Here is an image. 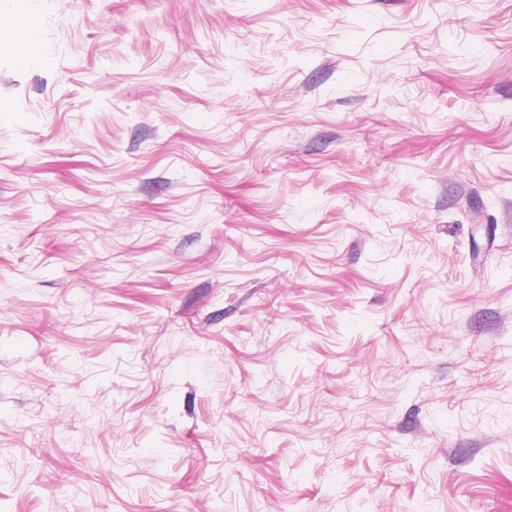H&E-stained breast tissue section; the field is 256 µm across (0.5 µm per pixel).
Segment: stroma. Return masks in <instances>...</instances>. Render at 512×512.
Segmentation results:
<instances>
[{"instance_id":"stroma-1","label":"stroma","mask_w":512,"mask_h":512,"mask_svg":"<svg viewBox=\"0 0 512 512\" xmlns=\"http://www.w3.org/2000/svg\"><path fill=\"white\" fill-rule=\"evenodd\" d=\"M0 42V512H512V0Z\"/></svg>"}]
</instances>
